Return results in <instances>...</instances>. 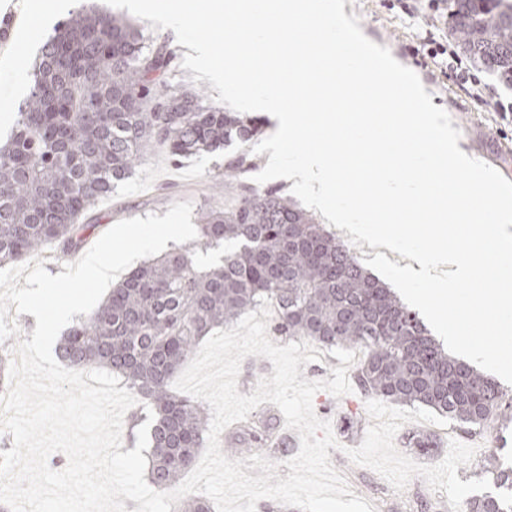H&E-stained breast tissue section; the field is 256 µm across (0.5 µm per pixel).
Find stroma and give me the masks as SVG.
Listing matches in <instances>:
<instances>
[{
    "mask_svg": "<svg viewBox=\"0 0 512 512\" xmlns=\"http://www.w3.org/2000/svg\"><path fill=\"white\" fill-rule=\"evenodd\" d=\"M55 0H6L0 8V27L12 26V38L0 44V100L20 103L27 95L29 80L26 73L42 41L54 27L79 9L85 0H67L65 10L52 12ZM348 13L357 15L364 35L378 45L387 47L402 65L420 77L434 103L452 118L461 132L460 144L468 152L498 170L512 181V122L503 120L489 106V99L512 96L507 87L487 72H480V86L461 83L445 60H431L411 55L410 47L419 46L426 32L435 37H449L445 13L433 14L417 8L415 0H400L399 7L389 8L388 0H346ZM155 44L167 45L176 56L164 82L168 87H188L198 84L208 98H216L217 90L210 82L193 81L191 70L182 68L180 59L186 54L170 29L152 33ZM248 154L250 167L233 178H225L224 164L240 154ZM266 165L265 155L253 153L251 144L233 142L225 149L202 153L189 158L173 159L167 148L154 146L140 160L134 174L121 182L110 196L100 199L92 210L94 227L91 240L100 236L119 221L165 215L176 202H191L194 215L211 207L233 203L237 197L253 188L254 175ZM316 415L330 421L338 448L330 450V461L343 476L355 495L366 499L375 512H449L445 492L433 491L421 477H413L403 492H395L375 471L353 464L345 451L362 443L370 419L366 399L360 391L337 398L329 392H317L313 398ZM440 450H447L450 440L475 447L476 454L468 465L459 466L461 481L483 478V467L491 453H498L505 466H512V426L503 427L501 417L488 420L482 432L470 433L458 424L432 426Z\"/></svg>",
    "mask_w": 512,
    "mask_h": 512,
    "instance_id": "obj_1",
    "label": "stroma"
}]
</instances>
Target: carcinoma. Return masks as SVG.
Here are the masks:
<instances>
[{"mask_svg": "<svg viewBox=\"0 0 512 512\" xmlns=\"http://www.w3.org/2000/svg\"><path fill=\"white\" fill-rule=\"evenodd\" d=\"M448 30L488 72L512 79V0H448ZM173 54L140 26L95 0L61 22L28 70L29 94L0 146V265L47 245L72 253L84 243L96 201L133 173L154 145L187 158L252 141L258 121L206 104L201 89L162 86ZM204 249L230 242L201 268L182 248L141 264L57 345L72 370L98 366L124 379L154 412L147 477L177 484L195 462L208 408L175 393L171 382L197 345L245 311L274 302L275 335L323 347L359 348L355 377L364 396L422 405L481 431L495 413L512 420V396L492 377L448 354L416 313L360 264L349 248L275 190H253L231 207L202 213ZM271 420L248 428V443L270 446ZM431 455L436 439L406 436ZM498 493L468 512H512V468L492 454L484 466ZM175 512H212L199 497Z\"/></svg>", "mask_w": 512, "mask_h": 512, "instance_id": "1", "label": "carcinoma"}]
</instances>
